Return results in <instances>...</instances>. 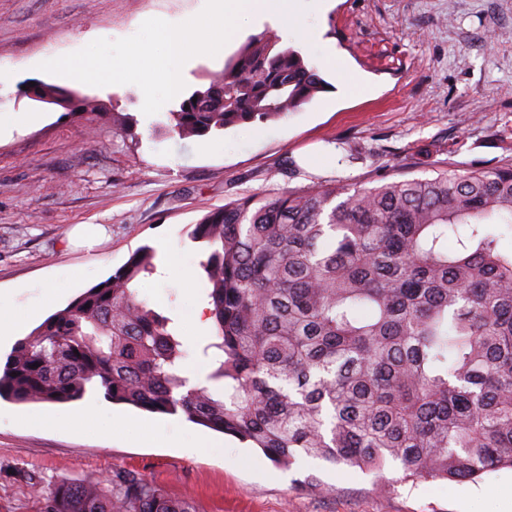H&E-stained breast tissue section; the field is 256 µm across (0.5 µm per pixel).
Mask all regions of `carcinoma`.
Here are the masks:
<instances>
[{
  "label": "carcinoma",
  "instance_id": "obj_1",
  "mask_svg": "<svg viewBox=\"0 0 512 512\" xmlns=\"http://www.w3.org/2000/svg\"><path fill=\"white\" fill-rule=\"evenodd\" d=\"M326 83L299 49L253 35L170 113L204 137L302 109ZM53 105L71 93L41 84ZM512 163L453 166L376 185L320 184L247 196L203 215L209 319L201 354L222 390L188 386L174 320L137 298L156 251L48 316L0 367V399L67 403L99 389L115 404L389 483L473 482L512 468ZM17 376H11V373ZM44 512H194L130 470L112 483L59 480Z\"/></svg>",
  "mask_w": 512,
  "mask_h": 512
}]
</instances>
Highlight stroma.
Here are the masks:
<instances>
[{"instance_id":"stroma-1","label":"stroma","mask_w":512,"mask_h":512,"mask_svg":"<svg viewBox=\"0 0 512 512\" xmlns=\"http://www.w3.org/2000/svg\"><path fill=\"white\" fill-rule=\"evenodd\" d=\"M204 0H0V60L20 70L0 82V304L25 314L57 289L62 309L120 268L144 245L184 253L197 266L194 224L209 210L250 195L303 191L336 180L371 186L425 177L448 165L493 168L512 162V0H330L317 12L301 0L300 20L317 37L293 35L327 82L304 109L268 122L199 138L165 131L170 100L145 115L133 84L72 82L77 111L33 102L28 83L61 85L40 71L41 56H63L90 42L117 40L143 21H182ZM192 57L186 92L206 85L237 51ZM365 88L339 92L328 48ZM34 116L16 124L15 114ZM98 224L93 249L71 244L72 230ZM173 318L176 329L205 307L203 288L187 293L161 273L135 286ZM98 415L80 427L64 418L81 402L16 404L0 400V512H43L40 491L58 480L80 483L131 470L196 512H503L512 469L472 483L394 484L374 488L371 475L303 460L293 467L181 413H149L89 390ZM152 424L119 433L113 415ZM211 445L186 455L178 440ZM316 474L327 489L299 487Z\"/></svg>"}]
</instances>
